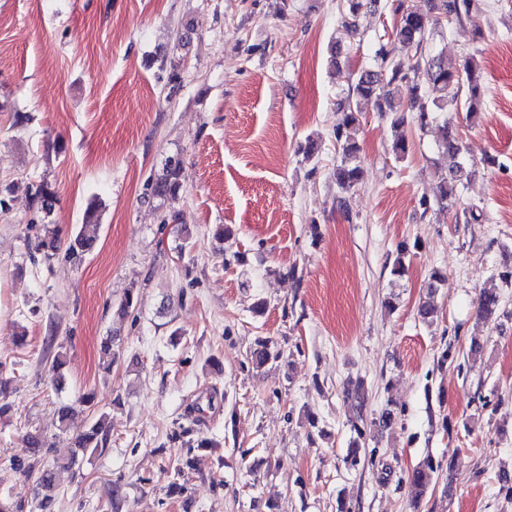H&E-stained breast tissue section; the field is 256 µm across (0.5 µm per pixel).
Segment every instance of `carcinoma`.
<instances>
[{"instance_id":"carcinoma-1","label":"carcinoma","mask_w":512,"mask_h":512,"mask_svg":"<svg viewBox=\"0 0 512 512\" xmlns=\"http://www.w3.org/2000/svg\"><path fill=\"white\" fill-rule=\"evenodd\" d=\"M364 7V0H347V17L342 26L348 30L356 29L355 19ZM475 7V0H428V10L424 13L406 10L399 22L393 26L390 36L403 45L414 50V55L407 60L382 59L377 72H366L359 76L352 87V95L336 103L337 110L344 113L342 126L336 131V141L342 153L341 163L336 166V185L344 192L353 188L361 179L363 169L360 165L358 145L353 130L358 121V112L365 105H373L379 112L395 114L392 124L399 126L403 118L401 112H414L420 127H425L437 119L436 112L442 111L448 102H458L461 74L448 67L439 55L425 52L424 39L430 26L438 18L460 21L468 16ZM468 80V93L463 99L464 109L472 115L477 114L479 87L474 78L475 66L469 61L464 66ZM403 84L407 87L404 102L394 104L383 98L380 84ZM440 146L448 155V172L439 181V202L448 206V201L455 198L457 189L468 178V170L461 153V146L455 137L448 134V120H443ZM183 168L178 161L165 162L162 173L148 180L145 196L159 202V206L171 204L178 200L182 188ZM57 198L51 185L44 179L31 185L30 202L35 212L48 217L54 211ZM96 208L89 207L84 214V224L66 241L65 254L73 261H81L93 251L99 233V225L94 221ZM61 239L57 227H45L43 239L38 249L47 259L60 249ZM502 304L501 292L496 288L485 289L480 294L479 309L487 320L500 317ZM252 363L260 368L278 359L279 353L272 350L269 341L260 339L250 352ZM74 407L64 404L58 410V431L67 436L65 447L49 444L40 435L26 434L22 455L13 460V465L26 476H36L33 487L34 499L37 500L39 512H54V491L57 488L58 472L74 468L79 456L103 447L107 441L106 424L108 413L98 412L84 428L70 433ZM440 465L432 460L417 465L408 479V491L411 498L418 502L427 492L435 487Z\"/></svg>"}]
</instances>
